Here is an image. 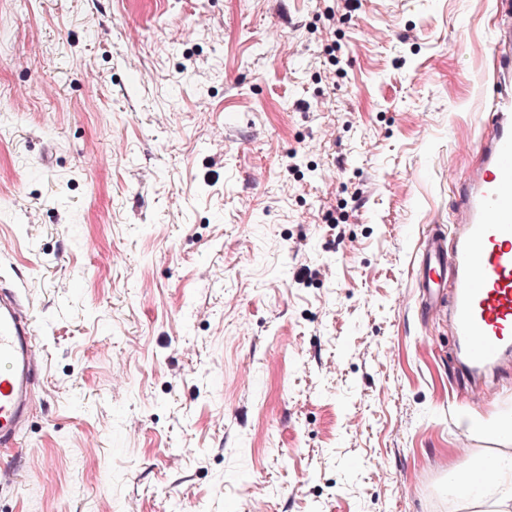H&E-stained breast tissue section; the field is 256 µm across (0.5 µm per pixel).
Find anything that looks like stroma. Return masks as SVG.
Returning a JSON list of instances; mask_svg holds the SVG:
<instances>
[{
    "mask_svg": "<svg viewBox=\"0 0 512 512\" xmlns=\"http://www.w3.org/2000/svg\"><path fill=\"white\" fill-rule=\"evenodd\" d=\"M500 21L0 0V268L44 355L20 446L49 460L0 512H492L454 481L512 455V366L459 399L415 269L480 164L493 61L464 47Z\"/></svg>",
    "mask_w": 512,
    "mask_h": 512,
    "instance_id": "1",
    "label": "stroma"
}]
</instances>
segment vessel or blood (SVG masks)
Segmentation results:
<instances>
[{"label":"vessel or blood","mask_w":512,"mask_h":512,"mask_svg":"<svg viewBox=\"0 0 512 512\" xmlns=\"http://www.w3.org/2000/svg\"><path fill=\"white\" fill-rule=\"evenodd\" d=\"M508 22L484 52L497 62L493 107L479 142L481 164L456 204L450 237L428 235L421 245L420 280L427 313L447 306L461 353V375L470 398L512 357V0H499ZM43 354L33 312L16 284L0 283V450L19 446L37 400ZM46 466L28 455L19 466L0 465V486Z\"/></svg>","instance_id":"1"}]
</instances>
